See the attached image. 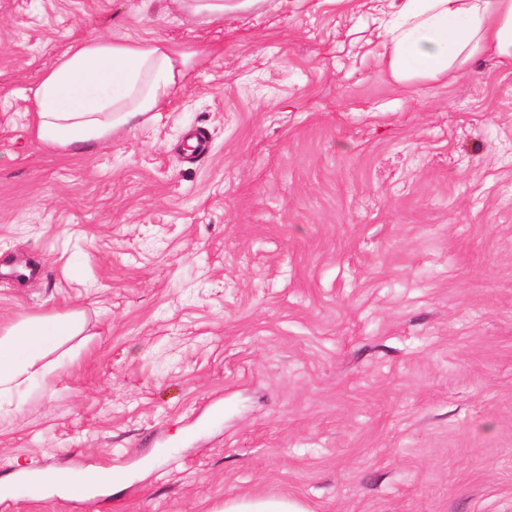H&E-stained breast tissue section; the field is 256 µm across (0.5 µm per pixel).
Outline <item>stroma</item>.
I'll return each mask as SVG.
<instances>
[{"instance_id":"stroma-1","label":"stroma","mask_w":512,"mask_h":512,"mask_svg":"<svg viewBox=\"0 0 512 512\" xmlns=\"http://www.w3.org/2000/svg\"><path fill=\"white\" fill-rule=\"evenodd\" d=\"M390 3L0 0V328L88 334L0 413V512H512V68L395 81ZM91 32L194 58L138 127L42 145L29 89ZM198 25L224 21V17L250 10L263 0H168ZM118 479L119 476L112 473H93L79 481H73L71 479L65 480L61 485L68 494L75 497H85L92 493L93 487L97 486L102 481H114ZM307 512L301 504L288 497L269 499L244 497L225 501L221 512Z\"/></svg>"}]
</instances>
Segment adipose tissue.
<instances>
[{"instance_id":"1","label":"adipose tissue","mask_w":512,"mask_h":512,"mask_svg":"<svg viewBox=\"0 0 512 512\" xmlns=\"http://www.w3.org/2000/svg\"><path fill=\"white\" fill-rule=\"evenodd\" d=\"M197 24L249 10L261 0H171ZM385 23L387 65L399 82L432 80L488 52L512 63V0H393ZM191 59L161 39L75 40L31 87L34 130L46 146L100 145L167 103ZM85 330L81 312L30 315L0 329V407L45 382Z\"/></svg>"}]
</instances>
